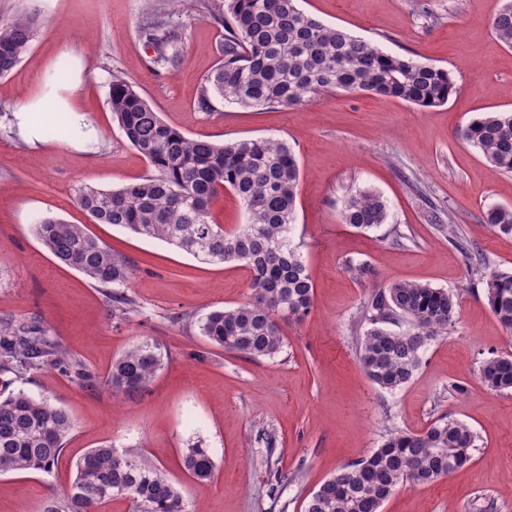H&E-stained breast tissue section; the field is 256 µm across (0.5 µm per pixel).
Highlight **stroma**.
I'll return each instance as SVG.
<instances>
[{
	"label": "stroma",
	"mask_w": 512,
	"mask_h": 512,
	"mask_svg": "<svg viewBox=\"0 0 512 512\" xmlns=\"http://www.w3.org/2000/svg\"><path fill=\"white\" fill-rule=\"evenodd\" d=\"M158 2L0 0V20L33 11L41 18L27 54L0 77V319L44 323L100 381L135 343H159L168 355L146 393L119 405L102 384L85 388L55 369L20 382L32 397L62 406L75 429L52 473L0 476V512H42L73 481L74 463L104 443L159 467L181 489L188 512H304L311 492L378 448L389 430L419 434L443 416L475 432L470 462L447 478L398 488L381 512H512V390H490L480 379L486 359L512 354V335L483 293L492 272L512 271V235L486 221L490 208H512V174L458 136L483 113L512 111V48L489 26L505 0H298L326 25L447 69L456 90L445 105L328 91L291 108L218 100L208 112L196 103L220 62L223 29L198 11V0L166 7L182 63L154 72L139 27ZM116 69L189 137H273L296 154L291 241L314 300L303 321L284 324L277 356L253 361L199 331L210 311L247 301L246 268L205 263L163 241L91 222L75 204L81 184L116 189L153 172L112 120ZM62 94L84 116L81 148L69 145V113L52 103L43 140L29 141L16 104ZM363 190L388 205L385 224L369 231L340 220L344 200ZM45 216L86 225L129 261L134 312L113 317L107 289L41 244L33 226ZM351 259L367 261L372 280L354 278ZM399 280L452 291L459 316L427 346L411 381L386 391L364 373L355 338L364 332L359 319L372 291ZM196 440L215 463L205 482L181 464L182 448Z\"/></svg>",
	"instance_id": "stroma-1"
}]
</instances>
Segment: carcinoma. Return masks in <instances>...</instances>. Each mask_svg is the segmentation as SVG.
Masks as SVG:
<instances>
[{"instance_id":"cac0c4a2","label":"carcinoma","mask_w":512,"mask_h":512,"mask_svg":"<svg viewBox=\"0 0 512 512\" xmlns=\"http://www.w3.org/2000/svg\"><path fill=\"white\" fill-rule=\"evenodd\" d=\"M201 12L224 28L220 66L205 80L198 109H212L217 96L244 108L291 107L322 91L370 92L421 107L439 106L455 89L450 73L428 63L382 51L372 42L327 26L297 6V0H200ZM38 25L35 13L0 22V76L10 73L30 49ZM496 38L512 47V0L489 22ZM140 33L155 48L152 66L171 71L181 63L178 36L154 13ZM112 119L127 142L144 156L154 174L115 190L82 185L75 202L98 224H112L142 237L162 240L206 262L240 263L251 272V297L207 314L199 330L213 344L259 360L284 347L280 322L301 320L313 306L314 286L307 266L290 247L296 220L299 165L290 147L272 138L218 144L190 138L165 123L121 71L111 75ZM459 136L479 148L495 167L512 173V114L486 113ZM228 190L247 213V223L227 232L213 222L210 203ZM387 206L370 191L350 196L341 220L360 230L385 223ZM486 220L512 234V210L491 208ZM41 244L63 264L112 288V315L125 317L136 301L125 288L129 263L88 233L83 224L53 216L35 225ZM486 303L512 334V272H494L485 281ZM449 291L400 280L374 290L363 318L369 325L358 342L365 374L385 390L411 381L426 345L447 333L458 317ZM402 322L394 332L385 323ZM160 344L144 341L112 362L105 384L116 398L143 395L164 366ZM55 368L94 388L84 368L41 322L0 320V387ZM481 381L495 391L512 390V355L487 359ZM74 429L69 413L48 399L13 390L0 398V473L50 472L62 457ZM472 429L440 418L422 434L392 429L369 456L342 467L309 498L305 512H380L403 484H427L448 477L469 461ZM182 465L196 481H207L215 464L208 449L195 443L182 449ZM69 488L46 502L43 512H100L125 498L133 512H186L181 490L154 465L110 444L91 449L74 464Z\"/></svg>"}]
</instances>
